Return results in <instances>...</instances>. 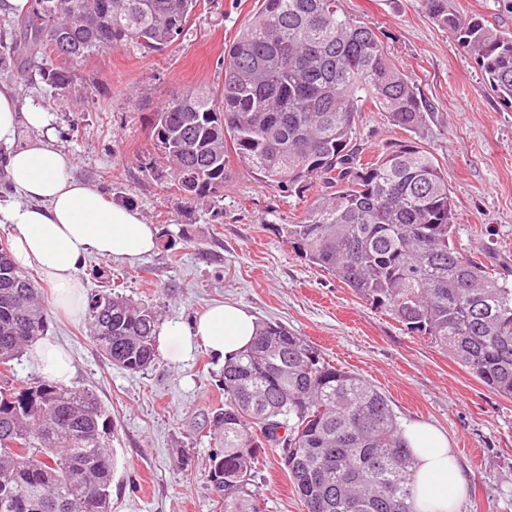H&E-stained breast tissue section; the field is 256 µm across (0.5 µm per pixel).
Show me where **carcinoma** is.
<instances>
[{
    "label": "carcinoma",
    "mask_w": 512,
    "mask_h": 512,
    "mask_svg": "<svg viewBox=\"0 0 512 512\" xmlns=\"http://www.w3.org/2000/svg\"><path fill=\"white\" fill-rule=\"evenodd\" d=\"M0 17V71L40 58L56 93L75 87L64 62L122 47L162 50L184 32L197 0H30ZM512 101V37L421 0ZM221 91L199 87L151 114L152 146L167 188L224 214L229 156L287 192L331 191L281 231L308 264L446 351L497 394L512 398V286L455 243L448 175L416 139L433 107L386 53L375 28L339 0H262L224 50ZM371 105L410 142L360 162L359 114ZM101 355L129 372L157 359L154 307L108 291L88 307ZM41 292L0 247V512H111L112 419L90 391L39 379L14 386L12 362L43 338ZM224 407L209 423L222 449L206 478L221 512H263L255 459L279 447L303 512H412L414 457L387 397L325 360L288 327L259 325L251 346L224 363Z\"/></svg>",
    "instance_id": "obj_1"
}]
</instances>
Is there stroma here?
<instances>
[{
  "mask_svg": "<svg viewBox=\"0 0 512 512\" xmlns=\"http://www.w3.org/2000/svg\"><path fill=\"white\" fill-rule=\"evenodd\" d=\"M458 15L512 35V0H449ZM261 0H199L178 45L146 53L124 47L76 63L77 86L54 93L26 62L8 77L21 108L50 112L55 144L76 178L136 209L157 230L156 251L135 263L89 256L78 276L87 295L105 282L154 306L160 322H191L208 305L243 304L261 322L307 338L331 364L353 371L388 398L399 425L443 431L463 468L460 512H512V400L498 396L448 353L407 332L385 312L308 265L279 232L300 220L320 186L283 192L237 160L224 180V216L185 207L162 187L165 161L151 146L149 116L172 96L221 89L224 50ZM352 19L377 27L434 112L420 141L448 174L456 244L485 264L512 270V102L425 12L421 0H340ZM362 160L396 149L407 132L368 107L357 123ZM154 167L155 176L145 174ZM46 336L70 351V385L93 390L110 413L112 512H220L205 478L219 439L208 420L224 403L223 360L197 347L184 360L159 352L138 373L110 365L90 338L87 316L65 315L49 286ZM257 478L265 512H303L279 449L264 446Z\"/></svg>",
  "mask_w": 512,
  "mask_h": 512,
  "instance_id": "1",
  "label": "stroma"
}]
</instances>
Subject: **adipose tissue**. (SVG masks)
<instances>
[{
  "instance_id": "1",
  "label": "adipose tissue",
  "mask_w": 512,
  "mask_h": 512,
  "mask_svg": "<svg viewBox=\"0 0 512 512\" xmlns=\"http://www.w3.org/2000/svg\"><path fill=\"white\" fill-rule=\"evenodd\" d=\"M36 130L23 147L14 144L19 127ZM0 168L8 176L14 200L0 207V224L12 225L13 257L35 267L54 291L57 306L81 315L87 296L77 276L86 255L118 256L133 262L154 251L153 225L139 212L115 203L71 173L70 158L57 148L50 115L40 108L20 111L14 88L0 83ZM258 330L255 317L236 303L208 308L191 325L169 322L157 331L165 350L188 357L195 345L228 360L244 351ZM31 364L51 380L65 384L74 373L68 352L42 339L31 347ZM404 435L414 451V512H459L468 481L447 437L424 424H409Z\"/></svg>"
}]
</instances>
